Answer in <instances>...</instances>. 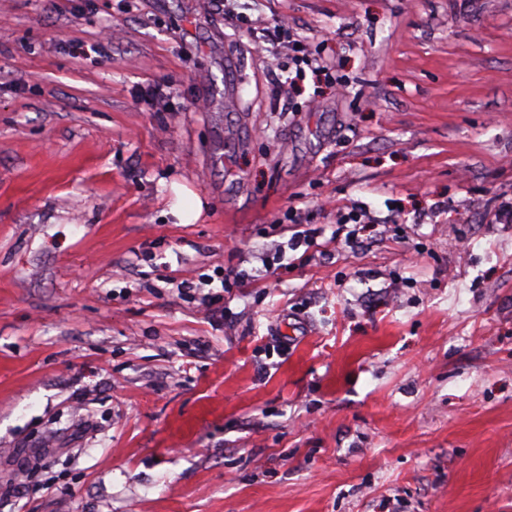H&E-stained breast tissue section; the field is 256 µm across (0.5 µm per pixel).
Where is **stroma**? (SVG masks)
<instances>
[{"label": "stroma", "mask_w": 512, "mask_h": 512, "mask_svg": "<svg viewBox=\"0 0 512 512\" xmlns=\"http://www.w3.org/2000/svg\"><path fill=\"white\" fill-rule=\"evenodd\" d=\"M510 157L512 0H0V512H512ZM271 45L272 46L270 49L269 47H265L264 51L269 53V55L272 56L275 60H278L281 56H288V72L290 69V61L293 65L296 66L295 75L293 77H289L288 87L282 90L286 99H288L289 94L299 92L301 90V87L306 79V72L301 67V64L304 63L305 65L309 66V63H307L308 60L306 58L304 59V54H302V56L298 54L304 51L300 50L301 47L297 48V45H300V41L290 37V35L285 34V32H283V35L280 36L277 41Z\"/></svg>", "instance_id": "1"}]
</instances>
